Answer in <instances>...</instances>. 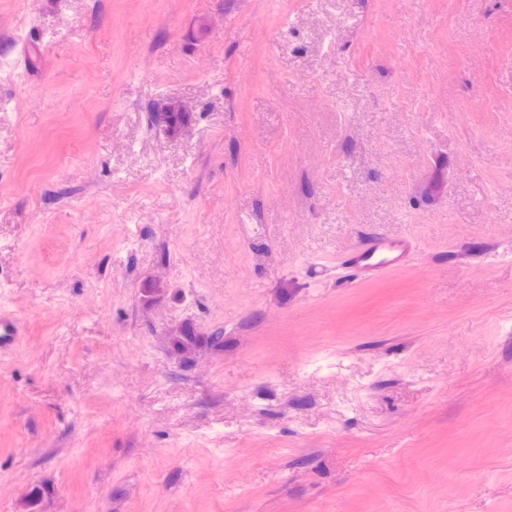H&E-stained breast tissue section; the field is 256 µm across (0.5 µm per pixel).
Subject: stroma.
Masks as SVG:
<instances>
[{
  "instance_id": "1",
  "label": "stroma",
  "mask_w": 512,
  "mask_h": 512,
  "mask_svg": "<svg viewBox=\"0 0 512 512\" xmlns=\"http://www.w3.org/2000/svg\"><path fill=\"white\" fill-rule=\"evenodd\" d=\"M1 309L0 512H512V0H0ZM417 251L410 238L371 237L359 249L348 254L346 262L356 271L380 275L408 262ZM22 326L20 322L9 312L0 311V348L12 346L21 336ZM222 337V331H215L205 336L199 334L192 325L187 324L181 326L170 336L169 344L174 354L180 356L184 361H188L199 349L218 345Z\"/></svg>"
}]
</instances>
